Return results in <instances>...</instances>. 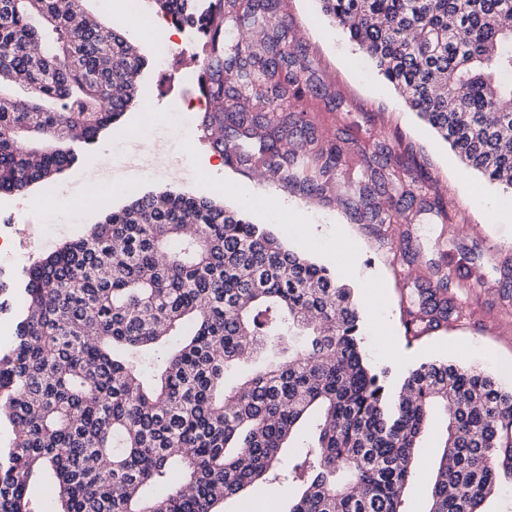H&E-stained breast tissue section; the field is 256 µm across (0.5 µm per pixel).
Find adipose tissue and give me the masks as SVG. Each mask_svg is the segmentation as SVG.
<instances>
[{
    "label": "adipose tissue",
    "mask_w": 512,
    "mask_h": 512,
    "mask_svg": "<svg viewBox=\"0 0 512 512\" xmlns=\"http://www.w3.org/2000/svg\"><path fill=\"white\" fill-rule=\"evenodd\" d=\"M148 128L132 131L122 145V153L128 164L125 173H117L111 148H102L97 156L92 173L93 178L112 183L113 187H121L129 181L137 180L158 172H176L178 165L171 161L162 143H148Z\"/></svg>",
    "instance_id": "obj_1"
}]
</instances>
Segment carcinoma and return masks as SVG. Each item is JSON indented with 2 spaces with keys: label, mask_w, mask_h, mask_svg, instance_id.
Masks as SVG:
<instances>
[{
  "label": "carcinoma",
  "mask_w": 512,
  "mask_h": 512,
  "mask_svg": "<svg viewBox=\"0 0 512 512\" xmlns=\"http://www.w3.org/2000/svg\"><path fill=\"white\" fill-rule=\"evenodd\" d=\"M86 2L0 0V195L49 183L69 143L148 103L144 57ZM154 2L205 37L197 129L224 162L330 190L346 154L294 110L282 0ZM319 2L466 167L512 192V0ZM403 166L367 165L370 223L413 220L414 192L381 202ZM23 275L0 347V512H219L263 481L301 488L288 512H405L438 408L426 512H486L512 485V388L434 361L391 390L353 289L238 210L145 194ZM284 335V359L237 373ZM6 298H9L11 303V311L0 313V344H6L11 340L14 330V317L23 307V300L19 291L15 290Z\"/></svg>",
  "instance_id": "obj_1"
}]
</instances>
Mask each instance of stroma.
I'll list each match as a JSON object with an SVG mask.
<instances>
[{"instance_id":"obj_1","label":"stroma","mask_w":512,"mask_h":512,"mask_svg":"<svg viewBox=\"0 0 512 512\" xmlns=\"http://www.w3.org/2000/svg\"><path fill=\"white\" fill-rule=\"evenodd\" d=\"M136 13H113L112 0H90L88 7L106 28L132 33L147 60L143 78L174 87L154 94L147 108L132 105L97 145L81 150L72 168L35 186L32 192L0 197V226L9 248L0 252V278L17 282L23 267L64 242L87 233L109 210L134 196L172 191L236 207L264 224L290 249L327 266L356 294L372 292L374 307L364 316L363 347L376 370L399 388L408 372L429 360L463 361L512 385V223L497 220L488 201L498 193L464 166L433 130L378 74L367 56L323 15L318 0H283L282 11L304 46L302 80L315 93L297 109L316 132L347 151V163L324 196L285 190L255 171L230 167L196 129V116H183V95L198 91L201 40L189 29L144 32L142 20L161 22L151 0H137ZM150 126L168 143L176 161L190 172L179 180L154 176L123 185L106 206H86L72 214L44 215L30 205L31 195L57 197L83 192L86 172L100 147L120 149L136 127ZM409 157L403 189H422L428 203L410 224H371L360 213L358 183L365 159L375 149ZM315 225L306 238L298 223ZM446 273L440 298L451 314L439 326L408 335L407 307L422 289L434 285L433 271Z\"/></svg>"}]
</instances>
